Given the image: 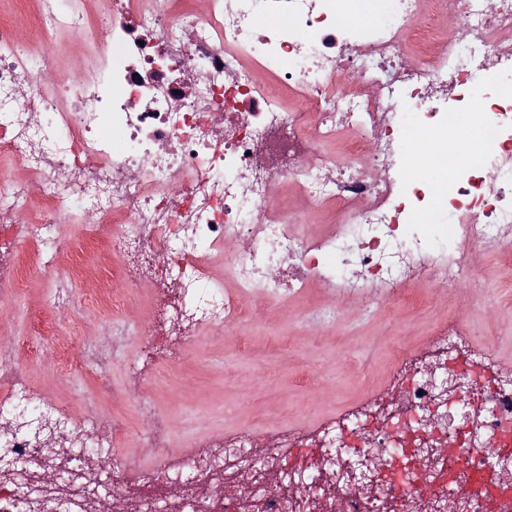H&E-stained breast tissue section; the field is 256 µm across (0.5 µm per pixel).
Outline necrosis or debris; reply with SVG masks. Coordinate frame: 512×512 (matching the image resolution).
I'll use <instances>...</instances> for the list:
<instances>
[{
  "instance_id": "obj_1",
  "label": "necrosis or debris",
  "mask_w": 512,
  "mask_h": 512,
  "mask_svg": "<svg viewBox=\"0 0 512 512\" xmlns=\"http://www.w3.org/2000/svg\"><path fill=\"white\" fill-rule=\"evenodd\" d=\"M450 2L452 31L424 0H39L34 55L0 20V153L18 162L0 189V299L27 268L55 282L69 322L103 316L107 341L41 334L36 349L104 376L136 347L111 396L146 416L90 440L1 340L0 512H99L105 480L123 489L112 512H512V365L481 357L463 308L424 352H396L385 393L262 443L243 425L183 452L139 400L157 363L183 358L174 335L220 326L244 346L268 305L397 308L470 281L474 251L512 261V0ZM75 30L92 51L67 82L56 37ZM476 106L479 148L451 156L447 178L412 176L409 139ZM341 134L343 154L328 152ZM46 188L42 223L21 221ZM76 200L85 234L137 270L78 303L60 262L75 243L52 233ZM144 287L153 315L133 332L123 311ZM108 446L150 463L100 472Z\"/></svg>"
}]
</instances>
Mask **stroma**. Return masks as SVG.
Returning <instances> with one entry per match:
<instances>
[{
	"label": "stroma",
	"instance_id": "stroma-1",
	"mask_svg": "<svg viewBox=\"0 0 512 512\" xmlns=\"http://www.w3.org/2000/svg\"><path fill=\"white\" fill-rule=\"evenodd\" d=\"M3 16L17 26L24 48L37 53L35 0H0ZM478 127L473 113L441 138H415L407 154L408 167H429L454 136H471ZM56 231L77 244L65 259L79 270L71 286L73 298L91 296L106 275L98 260L102 242L84 239L75 224L57 225ZM471 262L479 278L466 284L470 296L504 293L498 309L471 308L472 327L486 351L512 362V266L483 251L474 252ZM49 301V288L34 280L25 284L21 297L0 300V316L9 327L31 387L69 401L77 420L93 413L111 422V400H99L93 412L84 405L97 389L95 372L72 375L30 347L37 318ZM458 305L455 292H430L421 302L401 309L367 310L347 300L335 318L312 328L304 319V303L277 305L266 311L263 320L242 326V335L252 339L249 350H238L219 330L199 332L188 343L182 364L160 366L145 385L143 397L167 416L169 437L183 451H191L196 436L224 433L242 424L252 425L263 440L288 424H311L333 415L363 393L377 390L393 348H425L433 326L447 321L449 310Z\"/></svg>",
	"mask_w": 512,
	"mask_h": 512
}]
</instances>
